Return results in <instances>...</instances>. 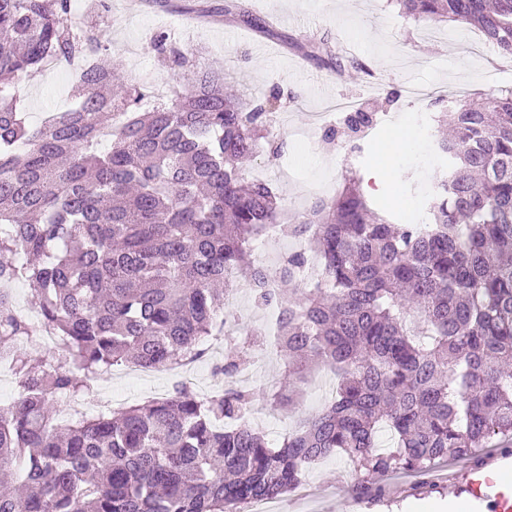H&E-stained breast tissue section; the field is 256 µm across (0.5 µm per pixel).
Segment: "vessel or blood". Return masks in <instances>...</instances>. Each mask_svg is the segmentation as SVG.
Returning <instances> with one entry per match:
<instances>
[{
  "mask_svg": "<svg viewBox=\"0 0 512 512\" xmlns=\"http://www.w3.org/2000/svg\"><path fill=\"white\" fill-rule=\"evenodd\" d=\"M450 494H462L470 512H512V455L502 454L493 465L469 464L449 471Z\"/></svg>",
  "mask_w": 512,
  "mask_h": 512,
  "instance_id": "1",
  "label": "vessel or blood"
}]
</instances>
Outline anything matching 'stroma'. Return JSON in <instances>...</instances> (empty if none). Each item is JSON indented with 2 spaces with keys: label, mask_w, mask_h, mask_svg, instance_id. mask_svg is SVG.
Here are the masks:
<instances>
[{
  "label": "stroma",
  "mask_w": 512,
  "mask_h": 512,
  "mask_svg": "<svg viewBox=\"0 0 512 512\" xmlns=\"http://www.w3.org/2000/svg\"><path fill=\"white\" fill-rule=\"evenodd\" d=\"M226 0H141L128 13L123 0H84L76 25L94 31L105 45L110 62L123 72L145 69L160 84L172 72L152 47L164 32L178 47L203 52L210 69L228 74L232 84L255 100L279 93V123L274 137L284 140L282 156L269 160L259 153L249 165L251 177L266 181L283 195L289 214L303 211L314 198L336 194L347 170H355L366 197L403 218L417 203L426 202L443 166L435 153L437 112L462 106L512 89V55L489 45L467 25L429 24L402 15L396 0H251L260 19L277 16L273 35H265L224 17ZM62 67L48 68L14 87L13 92L32 124L47 114L67 109L72 100ZM397 94L392 109L417 112L421 125L404 123L408 137L398 154V175L378 176L381 145L391 136L376 127L361 138L356 161L345 159L339 145L327 144L324 129L311 122L331 100H352L379 114L384 102ZM224 362V339L212 336L204 355L192 363L182 379L199 394L224 384L217 366ZM283 356L268 346L254 357L249 388L257 394L260 424L270 443H279L299 422L316 414L330 398L333 379L320 372L304 385V399L295 413L281 409L265 392L269 376L278 375ZM173 375L158 370L130 378L121 369L95 382L98 397L125 395V405L165 396ZM363 477L347 457L336 455L306 470L301 491L274 500L275 512H408L411 506L444 500L447 489L414 491L409 477H390L383 497L354 503L353 487Z\"/></svg>",
  "instance_id": "1"
}]
</instances>
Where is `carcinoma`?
I'll list each match as a JSON object with an SVG mask.
<instances>
[{"mask_svg":"<svg viewBox=\"0 0 512 512\" xmlns=\"http://www.w3.org/2000/svg\"><path fill=\"white\" fill-rule=\"evenodd\" d=\"M405 14L459 22L512 53V0H399ZM70 0H0V78L34 76L50 62L92 59L72 83L73 106L28 124L0 88V282H30L41 321L0 292V355L18 387L0 408V512H240L302 484L307 468L347 456L372 483L426 475L448 460H482L512 441V90L437 116L451 136L423 224L375 209L349 172L335 197L289 216L270 184L246 176L265 142H284L266 117L280 95L256 102L224 76L199 74L194 54L160 32L154 49L173 70L172 94L142 110V89L116 77L95 34L73 35ZM375 113L352 112L327 141L354 137ZM268 224L303 233L306 253L274 267L252 257ZM325 280L293 271L305 254ZM279 277L256 307L280 305L286 357L270 396L297 403L316 369L336 376L334 397L281 444L247 414L255 392L231 385L207 399L184 385L121 410L61 425L57 397L93 394L97 376L136 364L160 368L213 335L227 284ZM60 341L39 347L41 335ZM218 372L233 379L263 346L258 328L224 335ZM388 428L395 446L378 452Z\"/></svg>","mask_w":512,"mask_h":512,"instance_id":"1","label":"carcinoma"}]
</instances>
